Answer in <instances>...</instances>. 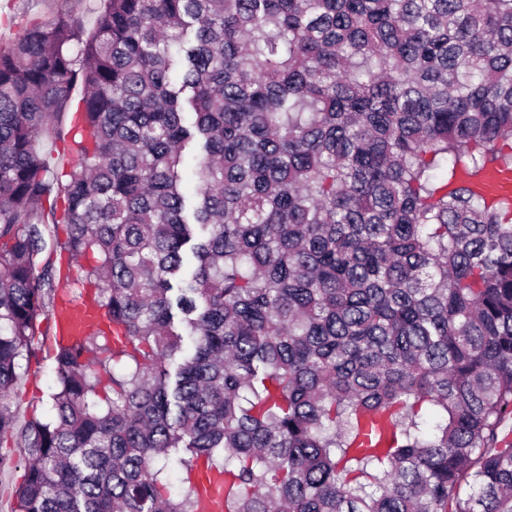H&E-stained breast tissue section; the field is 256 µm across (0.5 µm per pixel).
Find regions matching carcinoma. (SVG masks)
<instances>
[{
  "instance_id": "carcinoma-1",
  "label": "carcinoma",
  "mask_w": 512,
  "mask_h": 512,
  "mask_svg": "<svg viewBox=\"0 0 512 512\" xmlns=\"http://www.w3.org/2000/svg\"><path fill=\"white\" fill-rule=\"evenodd\" d=\"M67 137L60 173L38 142ZM485 172L512 176V0H101L1 45L12 512H196L200 466L224 512H512V200ZM60 225L108 325L61 337L22 419ZM47 327V336H40V341L44 338V344L37 360H32L18 389L7 400L12 410L17 409L22 417L27 418L33 412L38 416L49 414V395L55 385V346L54 329L50 324Z\"/></svg>"
}]
</instances>
